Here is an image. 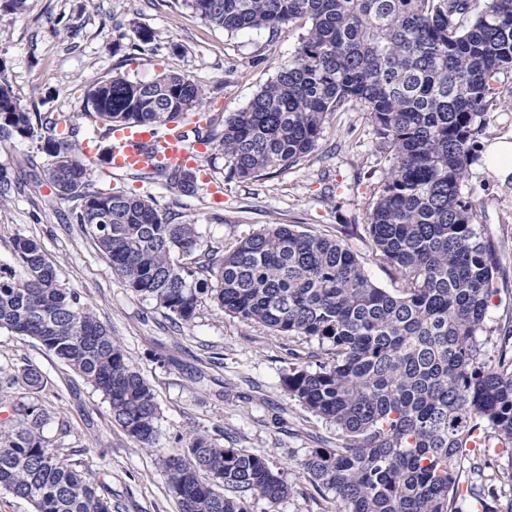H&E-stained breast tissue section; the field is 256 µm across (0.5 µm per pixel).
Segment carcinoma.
<instances>
[{"label": "carcinoma", "mask_w": 512, "mask_h": 512, "mask_svg": "<svg viewBox=\"0 0 512 512\" xmlns=\"http://www.w3.org/2000/svg\"><path fill=\"white\" fill-rule=\"evenodd\" d=\"M205 23L236 33L304 28L288 63L240 112L192 116L203 86L185 73L153 81L115 74L88 86L82 112L106 125L183 129L224 157L227 177L258 181L298 164L315 147L327 115L347 103L370 112L394 156L367 222L376 251L403 287L376 286L341 242L275 224L229 253L198 225L173 222L150 198L93 189L94 165L59 120L29 112L0 69V143L38 138L47 157L32 175L80 201L75 220L112 270L181 328L206 297L223 312L280 336L315 339L329 357L297 363L283 377L293 399L344 435L302 463L332 491L337 512H464V466L484 482L512 484V352L485 356L477 336L496 295L501 257L476 223L460 185L492 104L491 82L512 70V0H183ZM195 195L198 170L139 171ZM19 185L0 165V204ZM0 265V330L35 340L108 403L112 419L141 447L166 454L164 476L179 512H248L251 499L276 507L288 485L267 460L193 434L182 451L158 447L153 389L79 292L59 280L41 245L23 234ZM195 255L194 265L179 258ZM22 383L36 394L34 367ZM11 405L0 426V494L31 512H112V491L72 459L68 425L45 435L38 398ZM491 437L504 466L478 461L469 446ZM230 488L233 496L224 494Z\"/></svg>", "instance_id": "cac0c4a2"}]
</instances>
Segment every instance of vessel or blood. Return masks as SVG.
I'll return each instance as SVG.
<instances>
[{
    "label": "vessel or blood",
    "instance_id": "1",
    "mask_svg": "<svg viewBox=\"0 0 512 512\" xmlns=\"http://www.w3.org/2000/svg\"><path fill=\"white\" fill-rule=\"evenodd\" d=\"M110 137V164L121 171H140L161 165L167 168L192 167L203 152V145L188 146L181 131L169 129L165 134L149 127H117Z\"/></svg>",
    "mask_w": 512,
    "mask_h": 512
}]
</instances>
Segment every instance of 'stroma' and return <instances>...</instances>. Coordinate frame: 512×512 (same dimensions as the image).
Masks as SVG:
<instances>
[{
    "label": "stroma",
    "instance_id": "obj_1",
    "mask_svg": "<svg viewBox=\"0 0 512 512\" xmlns=\"http://www.w3.org/2000/svg\"><path fill=\"white\" fill-rule=\"evenodd\" d=\"M135 23L154 31L152 43L136 40ZM300 34L287 26L275 35L266 29L231 35L203 22L181 0H26L21 10H0V68L23 107L65 116L58 132L76 124L78 142L100 152L111 145L103 125L80 115L91 82L117 72L142 81L185 72L205 89L204 115L228 117L291 58ZM493 88L494 103L477 138L481 147L512 133V71L498 74ZM202 164L220 183L222 203H214L210 192L185 196L104 163L96 166L93 180L100 189L152 197L158 209L194 221L206 240L228 252L271 224L335 238L356 255L374 284L399 288L366 230L392 156L361 106L349 104L328 115L308 157L274 177L227 180L219 155ZM20 185L0 207V264L11 263L6 244L16 234L40 241L61 280L83 296L151 384L161 411V450L140 448L80 376L35 341L5 330H0V393L21 396L23 369L41 371L39 401L52 419L47 435H55L59 421L70 424V446L80 449L81 460L112 488V512H179L164 477L162 451L184 448V437L192 432L263 455L291 488L277 512H336L333 493L309 479L302 464L312 449L337 447L343 437L335 425L290 398L283 385L292 364L317 366L324 353L317 340L277 335L225 314L206 298L190 325L173 327L154 302L113 273L92 237L75 223L76 201L57 196L44 183L24 178ZM461 192L474 199L478 223L503 256L498 293L479 336L487 355L494 356L502 346L500 327L512 324V178L499 181L477 161Z\"/></svg>",
    "mask_w": 512,
    "mask_h": 512
}]
</instances>
